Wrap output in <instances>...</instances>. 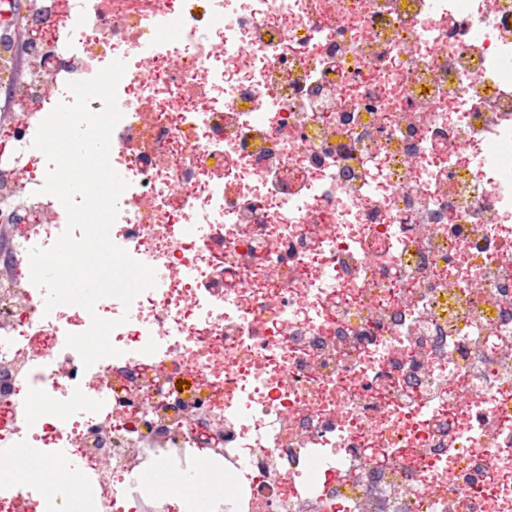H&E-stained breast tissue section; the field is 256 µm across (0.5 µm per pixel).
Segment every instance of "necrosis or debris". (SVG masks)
Returning a JSON list of instances; mask_svg holds the SVG:
<instances>
[{
  "label": "necrosis or debris",
  "instance_id": "necrosis-or-debris-1",
  "mask_svg": "<svg viewBox=\"0 0 512 512\" xmlns=\"http://www.w3.org/2000/svg\"><path fill=\"white\" fill-rule=\"evenodd\" d=\"M0 202V512H512V0H38ZM121 60L112 242L156 286L84 368L30 248L67 214L32 146L69 82ZM149 67L148 79L139 70ZM161 390H154L157 381ZM188 388H179V381ZM214 444L205 448L197 428Z\"/></svg>",
  "mask_w": 512,
  "mask_h": 512
}]
</instances>
